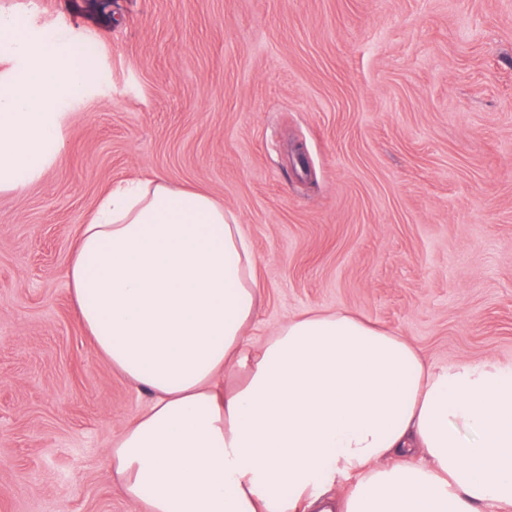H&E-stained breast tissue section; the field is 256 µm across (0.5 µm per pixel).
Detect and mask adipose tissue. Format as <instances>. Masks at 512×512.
I'll list each match as a JSON object with an SVG mask.
<instances>
[{
  "mask_svg": "<svg viewBox=\"0 0 512 512\" xmlns=\"http://www.w3.org/2000/svg\"><path fill=\"white\" fill-rule=\"evenodd\" d=\"M243 224L164 179L108 191L67 267L80 323L150 400L110 477L144 512H512V363L435 365L347 310L259 347ZM348 482L336 505L326 487Z\"/></svg>",
  "mask_w": 512,
  "mask_h": 512,
  "instance_id": "obj_1",
  "label": "adipose tissue"
}]
</instances>
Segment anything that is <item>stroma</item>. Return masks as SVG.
Masks as SVG:
<instances>
[{"instance_id":"35a3bbf8","label":"stroma","mask_w":512,"mask_h":512,"mask_svg":"<svg viewBox=\"0 0 512 512\" xmlns=\"http://www.w3.org/2000/svg\"><path fill=\"white\" fill-rule=\"evenodd\" d=\"M87 46L64 146L0 194V512H139L108 476L147 396L73 310L78 225L154 176L245 224L261 342L346 309L433 364L512 363V0H0Z\"/></svg>"}]
</instances>
